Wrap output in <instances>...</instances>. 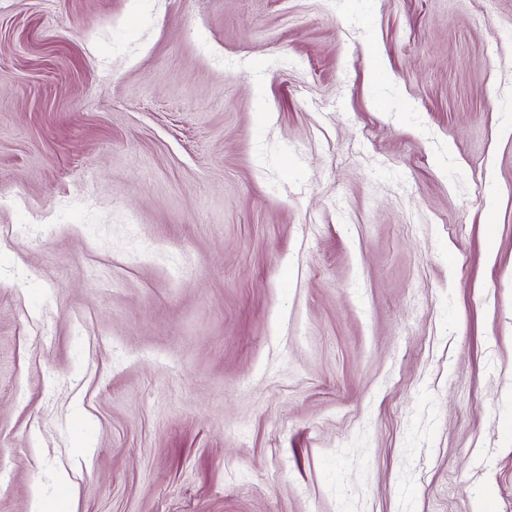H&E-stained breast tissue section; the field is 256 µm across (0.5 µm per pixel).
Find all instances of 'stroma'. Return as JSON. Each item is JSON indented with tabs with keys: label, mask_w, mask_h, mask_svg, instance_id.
<instances>
[{
	"label": "stroma",
	"mask_w": 512,
	"mask_h": 512,
	"mask_svg": "<svg viewBox=\"0 0 512 512\" xmlns=\"http://www.w3.org/2000/svg\"><path fill=\"white\" fill-rule=\"evenodd\" d=\"M0 512H512V0H0Z\"/></svg>",
	"instance_id": "35a3bbf8"
}]
</instances>
